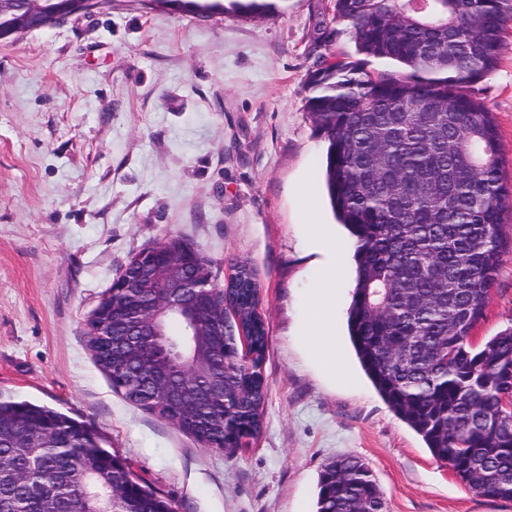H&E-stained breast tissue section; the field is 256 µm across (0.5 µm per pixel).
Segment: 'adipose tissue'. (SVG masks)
I'll list each match as a JSON object with an SVG mask.
<instances>
[{
  "label": "adipose tissue",
  "mask_w": 512,
  "mask_h": 512,
  "mask_svg": "<svg viewBox=\"0 0 512 512\" xmlns=\"http://www.w3.org/2000/svg\"><path fill=\"white\" fill-rule=\"evenodd\" d=\"M311 243L326 259L319 268V291L309 307L306 339L316 348L323 366L332 371L337 363L336 289L345 269L336 261V241L331 235L314 234Z\"/></svg>",
  "instance_id": "1"
}]
</instances>
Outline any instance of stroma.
Segmentation results:
<instances>
[{"mask_svg":"<svg viewBox=\"0 0 512 512\" xmlns=\"http://www.w3.org/2000/svg\"><path fill=\"white\" fill-rule=\"evenodd\" d=\"M273 2L246 15L220 0L197 15L112 0L0 39V397L84 422L176 512H316L339 455L368 464L385 512H512L436 461L375 391L347 336L351 281L336 302L343 372L304 342L319 286L309 227L343 230L306 80L357 54L333 31V0ZM473 95L496 118L512 185V23ZM168 238L199 250L217 283L245 262L260 284L263 428L232 453L128 401L88 347L87 318L113 279ZM511 326L512 252L473 341Z\"/></svg>","mask_w":512,"mask_h":512,"instance_id":"1","label":"stroma"}]
</instances>
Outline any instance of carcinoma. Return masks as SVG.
Returning a JSON list of instances; mask_svg holds the SVG:
<instances>
[{
    "label": "carcinoma",
    "mask_w": 512,
    "mask_h": 512,
    "mask_svg": "<svg viewBox=\"0 0 512 512\" xmlns=\"http://www.w3.org/2000/svg\"><path fill=\"white\" fill-rule=\"evenodd\" d=\"M363 60H324L309 74L306 108L327 141L323 177L331 210L356 241V278L347 311L359 363L388 407L422 437L432 457L451 465L476 493L512 501V327L481 345L483 319L512 234L494 115L471 88L497 69L512 0H334ZM382 61L384 70L365 65ZM213 321L239 323L220 341L186 335L164 320L183 362L197 352L224 358V402L197 381L190 410L197 441L219 446L232 426L257 435L267 385L261 365L267 331L255 317L253 271L240 265ZM98 365L131 402L173 420L128 366L105 346ZM58 437L61 449L29 465L13 431ZM0 468L25 475L0 482V512H84L95 484L127 486L137 512H167L170 502L134 480L122 459L84 423L47 406L0 398ZM384 499L360 458L341 456L321 472L316 512H384Z\"/></svg>",
    "instance_id": "carcinoma-1"
}]
</instances>
